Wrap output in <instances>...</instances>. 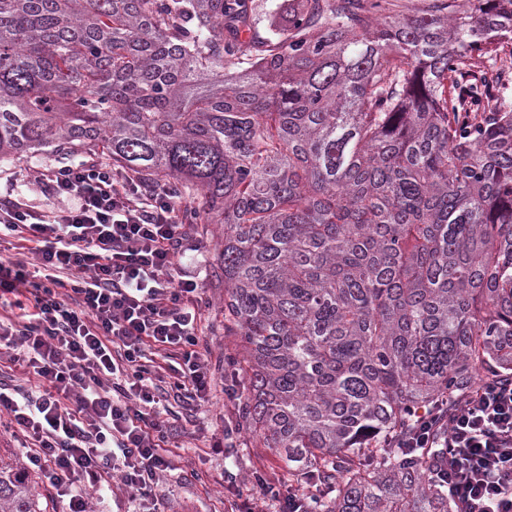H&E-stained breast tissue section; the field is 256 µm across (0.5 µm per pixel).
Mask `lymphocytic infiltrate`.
<instances>
[{
    "mask_svg": "<svg viewBox=\"0 0 512 512\" xmlns=\"http://www.w3.org/2000/svg\"><path fill=\"white\" fill-rule=\"evenodd\" d=\"M71 207L46 213L22 199L0 202V352L41 390L0 382V416L21 434L27 458L63 512H91L103 478L117 474L132 499L165 512L155 489L173 460L154 407L165 395L208 401L212 377L197 350L203 298L180 259L189 224L175 190L148 188L112 168L70 163L43 176ZM167 360L168 389L155 383ZM403 448H440L442 480L459 512H512V378L491 379L418 416ZM279 512H306L307 493L254 478ZM85 492L69 494L73 483Z\"/></svg>",
    "mask_w": 512,
    "mask_h": 512,
    "instance_id": "lymphocytic-infiltrate-1",
    "label": "lymphocytic infiltrate"
}]
</instances>
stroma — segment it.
<instances>
[{"instance_id": "obj_1", "label": "stroma", "mask_w": 512, "mask_h": 512, "mask_svg": "<svg viewBox=\"0 0 512 512\" xmlns=\"http://www.w3.org/2000/svg\"><path fill=\"white\" fill-rule=\"evenodd\" d=\"M54 165L53 157L45 153L0 160V192L54 210L39 183L41 174ZM212 231L209 224L191 225L190 250L182 259L202 290L200 350L213 372L214 385L208 401L195 409L179 402L173 405L180 427L174 440L175 468L158 487L169 512H227L229 500L253 497L257 472L282 484L288 480L274 452L259 447L249 434L236 433L233 448L224 446L227 418L237 408L224 402V367L233 351V339L224 333V284L217 276L218 245Z\"/></svg>"}]
</instances>
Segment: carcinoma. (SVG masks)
<instances>
[{
	"mask_svg": "<svg viewBox=\"0 0 512 512\" xmlns=\"http://www.w3.org/2000/svg\"><path fill=\"white\" fill-rule=\"evenodd\" d=\"M0 0V159L217 224L242 429L312 512H455L419 411L512 377V0ZM0 460V512H43Z\"/></svg>",
	"mask_w": 512,
	"mask_h": 512,
	"instance_id": "obj_1",
	"label": "carcinoma"
}]
</instances>
